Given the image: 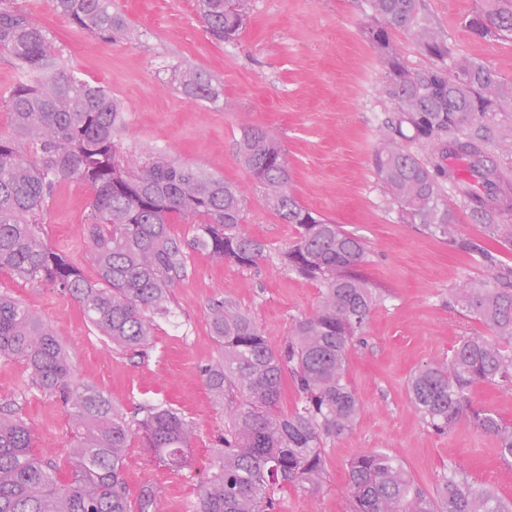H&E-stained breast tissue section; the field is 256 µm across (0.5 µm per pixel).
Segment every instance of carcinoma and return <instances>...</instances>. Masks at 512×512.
<instances>
[{"label": "carcinoma", "mask_w": 512, "mask_h": 512, "mask_svg": "<svg viewBox=\"0 0 512 512\" xmlns=\"http://www.w3.org/2000/svg\"><path fill=\"white\" fill-rule=\"evenodd\" d=\"M247 0H198L210 37L233 43L244 29ZM364 29L379 51L384 91L394 105L392 129L437 153L423 157L390 139L373 165L404 221L479 257L491 273L480 284L456 289L450 302L481 321L486 336H464L448 360L419 367L408 379L410 401L421 420L445 433L467 420L496 438L500 459L512 461V423L493 409H471L473 387L512 390V266L499 250L512 246V225L498 218L512 211V180L488 164L482 139L465 133L472 115L497 112L512 99L488 67L456 52L428 14L425 0H367ZM51 9L82 33L110 42L132 41V30L112 0H49ZM462 24L480 38L512 40V0H479ZM409 32L438 65L411 70L399 60L389 31ZM15 70L0 94L8 131H0V269L42 281L71 296L92 326L121 351L138 353L153 336L154 317L168 312L172 290L187 275L184 248L205 252L239 269L266 257L320 290L317 310L292 320L279 349L270 347L254 316L229 298L207 311L217 356L203 369L204 382L224 408V432L189 512H279L280 493L320 488L325 448L356 426L361 406L346 379L354 340L362 335L379 294L363 273L361 238L312 212L291 190L292 176L280 146L261 127L244 128L236 142L241 163L263 189L266 205L295 234L288 247L269 245L244 227L246 197L224 178L182 164L163 153L130 170L117 136L126 108L104 86L75 74L64 48L18 6L0 0V56ZM176 81L188 98L215 104L224 86L190 64ZM449 157L467 161L471 178L456 177ZM89 191L91 224L84 263L77 265L45 242L40 224L61 184ZM463 199L485 228L479 239L457 235L445 186ZM192 227L187 244L170 225ZM22 362L32 384L59 400L73 438L70 476L59 477L51 459L35 453L20 409L0 407V512H131L124 471L138 436L150 462L171 471L191 464L196 426L162 404L138 405L133 414L97 387L76 380L59 333L22 302L0 295V359ZM298 401L278 411L283 376ZM350 512H512V498L489 484L448 468L431 489L419 485L405 464L382 450L346 465ZM137 512H161L158 492L145 485Z\"/></svg>", "instance_id": "obj_1"}]
</instances>
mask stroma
Listing matches in <instances>:
<instances>
[{"label": "stroma", "instance_id": "obj_1", "mask_svg": "<svg viewBox=\"0 0 512 512\" xmlns=\"http://www.w3.org/2000/svg\"><path fill=\"white\" fill-rule=\"evenodd\" d=\"M135 31L134 43L105 42L80 33L47 0H20L32 18L64 47L82 78L100 83L127 107L120 134L125 157L138 165L152 150L224 177L246 195L245 227L281 250L294 230L266 207L236 154L243 126L266 129L283 148L292 189L313 212L364 239V273L384 300L373 311L365 342L351 348L346 378L361 404L353 431L325 451L326 480L313 492L285 490L281 512H349L346 463L383 450L432 487L455 466L512 497V467L497 455L492 436L464 422L439 434L413 409L407 380L420 366L446 359L464 336L486 334L477 320L448 308L451 289L481 283L489 272L478 258L404 223L372 167V156L393 132L392 104L382 91L380 54L362 33L366 0H249L245 30L233 43L211 40L196 0H113ZM476 0H426L429 12L458 53L490 68L512 86V42L485 40L461 24ZM187 62L224 86L218 104L189 99L175 88L172 67ZM469 134L483 137L490 163L512 171V100L493 118L474 115ZM89 193L76 181L60 185L43 235L54 252L82 263L89 245ZM26 304L62 334L78 380L102 389L125 411L165 403L192 421L198 437L190 469L148 465L134 442L125 478L131 496L143 485L160 491L162 512H188L224 429V411L202 370L216 355L207 310L233 298L250 310L271 347H281L292 318L312 314L316 283L264 263L247 272L201 252H189L188 274L174 290L172 314L157 319L146 358L131 357L101 336L68 294L0 271V293ZM18 402L35 452L66 465L68 417L31 384L24 366L0 359V403Z\"/></svg>", "mask_w": 512, "mask_h": 512}]
</instances>
